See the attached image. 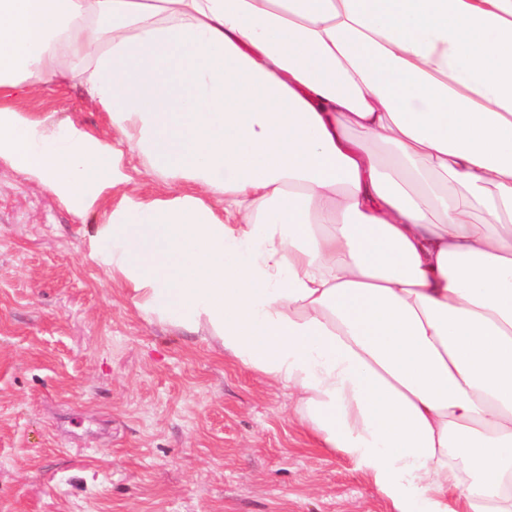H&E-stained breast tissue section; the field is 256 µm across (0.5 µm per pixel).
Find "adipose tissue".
I'll return each mask as SVG.
<instances>
[{"label":"adipose tissue","mask_w":512,"mask_h":512,"mask_svg":"<svg viewBox=\"0 0 512 512\" xmlns=\"http://www.w3.org/2000/svg\"><path fill=\"white\" fill-rule=\"evenodd\" d=\"M0 159L394 512H512V0H0ZM18 107L39 116L55 113L58 120L71 119L100 132H109L104 112H96L86 107L76 92H70L62 98L49 93L34 94L17 102Z\"/></svg>","instance_id":"ef3b65f1"}]
</instances>
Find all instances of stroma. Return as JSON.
<instances>
[{"label":"stroma","mask_w":512,"mask_h":512,"mask_svg":"<svg viewBox=\"0 0 512 512\" xmlns=\"http://www.w3.org/2000/svg\"><path fill=\"white\" fill-rule=\"evenodd\" d=\"M18 105L108 132L77 93ZM82 225L0 163V512H392L287 390L144 321Z\"/></svg>","instance_id":"stroma-1"}]
</instances>
